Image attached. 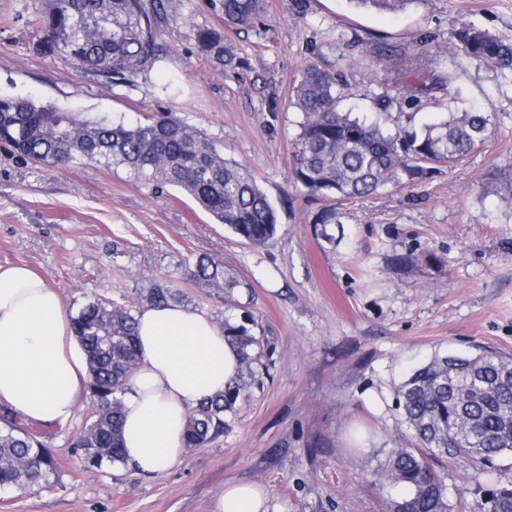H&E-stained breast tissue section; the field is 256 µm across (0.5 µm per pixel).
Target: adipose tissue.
<instances>
[{
    "mask_svg": "<svg viewBox=\"0 0 512 512\" xmlns=\"http://www.w3.org/2000/svg\"><path fill=\"white\" fill-rule=\"evenodd\" d=\"M140 361L122 395L124 456L137 472L173 468L191 408L221 393L242 366L208 313L179 304L136 314ZM84 346L61 298L25 265H0V403L44 424H66L89 390ZM213 512H267L256 484L225 487Z\"/></svg>",
    "mask_w": 512,
    "mask_h": 512,
    "instance_id": "obj_1",
    "label": "adipose tissue"
}]
</instances>
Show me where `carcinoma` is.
<instances>
[{"instance_id":"1","label":"carcinoma","mask_w":512,"mask_h":512,"mask_svg":"<svg viewBox=\"0 0 512 512\" xmlns=\"http://www.w3.org/2000/svg\"><path fill=\"white\" fill-rule=\"evenodd\" d=\"M357 10L401 12L422 0H348ZM224 17L251 27L265 0H223ZM165 0H40L33 25L37 54L58 59L106 87L127 84L161 58ZM450 55L495 70L512 71V40L472 24L454 35ZM195 40L214 68L234 62L224 34L199 29ZM342 74L309 62L290 92L302 114L293 142L294 179L308 195L344 199L372 195L386 185L426 177L436 164H453L485 143L491 124L485 112L450 111L440 120L394 136L342 107ZM0 143L50 167L84 163L121 167L135 182L171 187L191 197L213 220L244 243L268 246L279 232L276 207L255 178L203 132L171 116L135 125L86 118L52 104L0 94ZM200 288H247L219 257L197 259L192 273ZM166 277L154 279L144 300L182 303ZM134 305L97 297L71 317L89 359L93 411L77 435L82 466L125 464L120 393L136 368ZM248 311L224 319V337L244 354L238 377L224 392L200 402L188 416L183 447L199 448L224 433L256 384L255 349L264 346ZM409 432L374 471L388 493V512H453L448 486L436 469L442 458L471 464L483 499L472 512H512V356L483 349L476 355L436 356L414 369L397 397ZM58 467L44 435L9 413L0 417V487L26 492L49 488Z\"/></svg>"}]
</instances>
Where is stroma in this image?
Here are the masks:
<instances>
[{"label":"stroma","instance_id":"obj_1","mask_svg":"<svg viewBox=\"0 0 512 512\" xmlns=\"http://www.w3.org/2000/svg\"><path fill=\"white\" fill-rule=\"evenodd\" d=\"M266 3L246 28L225 22L222 0H168L161 59L134 84L107 88L34 51L38 0H0L1 94L115 123L172 114L255 177L281 224L257 249L181 192L155 191L123 168H53L0 145V265L36 269L72 316L97 297L138 300L153 278L172 276L186 306L216 321L251 311L269 368L222 436L154 475L84 470L74 446L92 409L84 398L69 423L40 427L57 482L0 489V512H212L231 482L262 486L268 512H387L374 470L402 437L407 372L482 346L512 355V75L467 62L455 87L440 82L461 25L512 38V0H421L401 14L347 0H310L301 14L290 0ZM202 28L223 32L235 66L213 69L194 38ZM355 37L363 51L344 71L345 109L394 134L477 108L492 116L486 144L365 198L308 196L292 177L301 114L290 90L309 61L334 66ZM386 44L418 68L375 64ZM399 80L429 91L379 110L377 96ZM325 206L336 210L327 226L315 221ZM204 255L222 257L244 287H196L190 262ZM442 473L466 512L481 496L468 464L445 461Z\"/></svg>","mask_w":512,"mask_h":512}]
</instances>
